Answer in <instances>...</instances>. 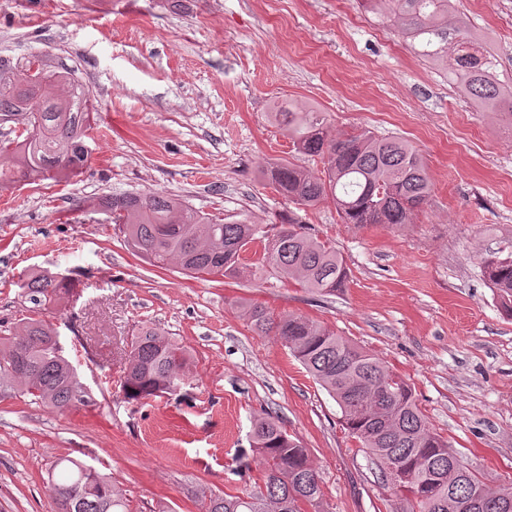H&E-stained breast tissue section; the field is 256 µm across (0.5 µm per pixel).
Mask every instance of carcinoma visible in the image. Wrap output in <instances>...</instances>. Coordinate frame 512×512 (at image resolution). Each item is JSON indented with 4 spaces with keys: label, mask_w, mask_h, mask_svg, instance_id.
<instances>
[{
    "label": "carcinoma",
    "mask_w": 512,
    "mask_h": 512,
    "mask_svg": "<svg viewBox=\"0 0 512 512\" xmlns=\"http://www.w3.org/2000/svg\"><path fill=\"white\" fill-rule=\"evenodd\" d=\"M389 21L414 53L444 71L482 112L512 116V82L497 72L486 35L468 28L451 0H362ZM96 111L92 92L59 71L44 54L15 62L0 58V122L22 126L0 140V189L20 179L44 180L81 172L91 150L88 131ZM268 120L285 132L296 153L316 157L315 173L293 162L261 171L275 192L294 204L330 201L345 224L400 226L413 223L429 202L432 185L418 151L396 136L362 129L333 132L316 106L273 101ZM124 245L152 266L175 267L186 276L237 278L244 273V246L265 240L249 275L271 269L303 288L334 294L348 281L336 248L290 220L271 239L247 219L226 222L186 200L162 192L114 195L99 203ZM489 285L512 313V250L481 260ZM61 273L33 270L20 283L39 317L20 320L0 336V400L28 397L53 412L87 402L86 388L57 330L40 318L63 300ZM241 315L257 331L276 336L340 408L343 423L372 459L385 484L388 465L404 473L394 494L402 512H512V485L487 486L465 467L448 440L432 427L411 385L380 359L321 323L276 315L250 303ZM188 350L164 332L143 326L125 353L122 391L129 401L180 396L189 370ZM250 451L259 459L263 483L242 494L200 490L199 512H321L324 492L308 450L268 413L256 417ZM55 512H132L129 499L104 475L81 461L59 458L49 471Z\"/></svg>",
    "instance_id": "carcinoma-1"
}]
</instances>
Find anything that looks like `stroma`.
I'll use <instances>...</instances> for the list:
<instances>
[{
  "label": "stroma",
  "instance_id": "stroma-1",
  "mask_svg": "<svg viewBox=\"0 0 512 512\" xmlns=\"http://www.w3.org/2000/svg\"><path fill=\"white\" fill-rule=\"evenodd\" d=\"M512 77V0H455ZM40 51L72 69L98 109L79 174L0 190V332L27 316L16 282L68 275L74 301L44 312L88 391L53 413L0 402V512H52L49 468L69 457L110 477L134 512H198V488L233 493L255 415L298 438L325 512H400L334 399L275 336L240 317L252 301L321 322L413 386L433 427L488 485L512 482V314L480 265L512 245V121L474 108L361 0H0V57ZM302 97L332 129L406 139L432 197L404 226L343 223L333 203L294 205L259 177L295 153L266 119ZM163 191L269 229L295 219L332 241L345 288L323 295L268 275L193 279L133 256L98 199ZM150 325L190 354L183 401L127 402L122 351Z\"/></svg>",
  "mask_w": 512,
  "mask_h": 512
}]
</instances>
